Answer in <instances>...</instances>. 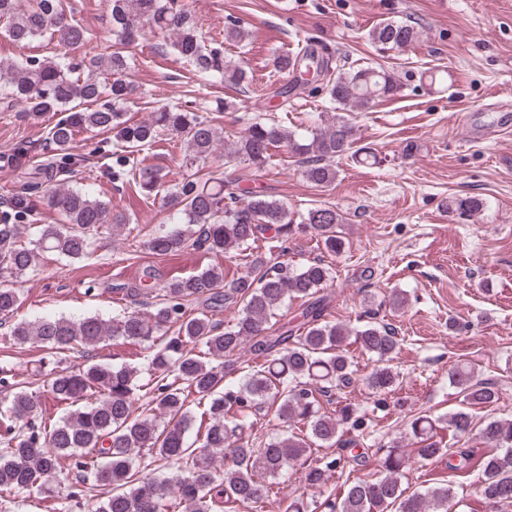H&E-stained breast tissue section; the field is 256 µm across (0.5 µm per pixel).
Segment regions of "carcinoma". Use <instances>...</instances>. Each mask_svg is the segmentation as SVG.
I'll list each match as a JSON object with an SVG mask.
<instances>
[{
  "label": "carcinoma",
  "mask_w": 512,
  "mask_h": 512,
  "mask_svg": "<svg viewBox=\"0 0 512 512\" xmlns=\"http://www.w3.org/2000/svg\"><path fill=\"white\" fill-rule=\"evenodd\" d=\"M107 6L117 42L105 52L76 64L65 57L0 60V98L22 103L35 117L61 113L46 127L48 158L28 166L31 147L25 140L6 157L11 170H30L34 177L12 193L10 210L0 214V326L9 324V344L20 349L35 344L58 363L71 350L88 351L109 340L143 345L149 351V377L142 378V369L131 363L91 361L77 370L39 369L20 387L11 370L1 368L0 392L8 405L0 406V497L16 490H42L68 459L82 473L80 487L69 497L102 494L95 512H239L241 507L256 512L272 501L269 479L285 477L296 468L305 484L319 487L341 459L318 458L314 452L338 443L349 451L359 445L367 422L358 408L344 405L335 416L321 411L320 397L331 398L354 381L343 344L352 336L361 351L376 357L365 384L381 396L400 385L399 373L390 365L399 340L389 324L367 322L351 329L325 320L326 298L320 290L331 269L324 260L316 258L298 268L286 263L270 267L264 256L253 252L265 233L286 240L294 232L282 201L237 183L226 184L215 171L204 181L185 177L166 190L162 169L135 158L174 134L193 163L207 159L223 139L215 118L178 106L163 107L147 121L126 118L125 105L134 87L125 46L142 29L172 36L171 47L202 75L231 85L249 82V75L241 60L227 58L215 40H205L195 16L178 0H107ZM0 22L15 43L47 35L76 51L90 40L88 30L67 14L64 0H0ZM370 36L383 48L401 52L413 46L421 32L411 23L388 21ZM333 61L332 54L309 43L302 55H280L274 65L293 75L294 89L305 85L303 70L321 68L326 77L321 91L330 103L349 112L366 111L401 90L384 68L347 69ZM81 131L112 133V179L133 183L146 199L165 192L164 204L180 215L179 224H158L145 234L149 252L167 257L193 247L232 253L247 271L228 280L223 267L212 266L154 288L153 269L146 266L138 282L124 289L125 297L147 307L145 313L125 311L110 320L90 315L10 322L24 303L17 284L36 271L39 253L81 260L92 252L96 237L129 224V218L112 212L109 203L54 183L65 171L58 156ZM354 134V126L342 116H333L309 137L273 119L255 117L225 150L224 160L259 171L270 165L272 149L285 147L300 158L307 181L326 188L337 175L330 161L351 153ZM44 181L47 188L40 195ZM40 203L61 215L63 223H13ZM483 207L474 197L451 204L458 215L469 217ZM341 223L343 216L332 206L311 208L304 218L331 254L344 248L336 234ZM288 300L302 301V321L296 326L277 319ZM231 304L240 310L226 324L216 315ZM244 344L261 363L241 366L238 354ZM233 371L243 373L242 382L224 383ZM451 378L461 396L460 408L443 418L413 419L408 435L423 442L421 459L445 457L448 471L459 476L477 473L482 499L494 512H512V420L490 419L477 428L470 413L472 406L496 404L503 386L477 378L462 364L453 367ZM45 392L70 407L54 424L39 418ZM193 400L203 411L191 443L187 430ZM267 404L276 407L282 423H300L306 433L275 435L263 447H254L247 419ZM442 423L454 443L474 434L481 450L443 444L436 439ZM351 432L353 437L342 439ZM218 458L224 461L221 471L214 465ZM157 462L183 468L167 476L157 471ZM406 465L398 447L386 448L379 458L380 475L346 481L340 497L326 498L325 512H448L457 496L452 485L407 496L400 480Z\"/></svg>",
  "instance_id": "1"
}]
</instances>
